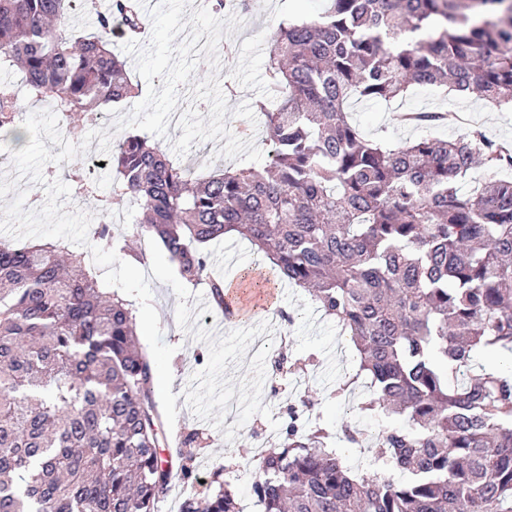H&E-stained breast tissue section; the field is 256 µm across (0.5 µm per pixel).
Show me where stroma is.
<instances>
[{
  "instance_id": "obj_1",
  "label": "stroma",
  "mask_w": 512,
  "mask_h": 512,
  "mask_svg": "<svg viewBox=\"0 0 512 512\" xmlns=\"http://www.w3.org/2000/svg\"><path fill=\"white\" fill-rule=\"evenodd\" d=\"M326 0H262L259 10L241 13V28L218 46V73L228 103L225 124L231 132L248 128L262 153H269L263 119L255 103L267 89L268 45L278 26L288 20H312ZM453 110L465 113L467 126L451 124L422 128L401 124L404 112ZM349 115L362 134L391 146L421 138H456L467 127L480 128L492 140L512 142V110L483 99L457 97L449 88L412 86L393 101L351 102ZM130 248L145 258L152 304L159 317L164 343L174 346L172 391L178 399L173 428L165 430L163 455L193 467L195 480L172 475L168 495L157 512H178L188 495L207 497L217 484L234 488L243 512H258L252 485L258 477L251 426L273 441L285 437V418L266 399L268 363L254 346L258 336L270 334V322L260 317L250 325L232 326L211 314L203 286L182 285L172 263L152 238L136 236ZM210 269L224 280L236 279L243 269L266 270L268 256L247 240L229 237L207 246ZM277 305L287 315L279 328L288 338V358L308 359L309 381L294 396L313 408L314 421L331 429L348 424L373 436L386 422L360 413L369 394L366 385L338 394L339 385L355 373L358 363L349 341L317 303L288 282L276 285Z\"/></svg>"
}]
</instances>
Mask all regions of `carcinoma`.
Wrapping results in <instances>:
<instances>
[{
    "label": "carcinoma",
    "instance_id": "carcinoma-1",
    "mask_svg": "<svg viewBox=\"0 0 512 512\" xmlns=\"http://www.w3.org/2000/svg\"><path fill=\"white\" fill-rule=\"evenodd\" d=\"M327 2L271 39L263 171L193 180L128 131L96 174L75 165L65 179L76 200L136 205L132 231L161 243L182 283L206 282L220 312L224 279L204 246L249 240L354 343L371 389L359 410L408 421L354 471L326 429H286L288 446L258 459L262 512H512V375L472 365L476 352L512 355V180L461 186L478 163L512 169V144L472 130L388 147L347 112L438 83L512 106V0ZM80 14L95 32L74 30ZM146 22L137 0L103 12L95 0H0V63L69 135L138 95L112 42ZM12 88L0 82V134L17 140ZM89 235L129 254L123 232L96 223ZM151 381L131 302L85 252L0 242V512H156L172 466ZM179 512L241 509L220 484Z\"/></svg>",
    "mask_w": 512,
    "mask_h": 512
}]
</instances>
